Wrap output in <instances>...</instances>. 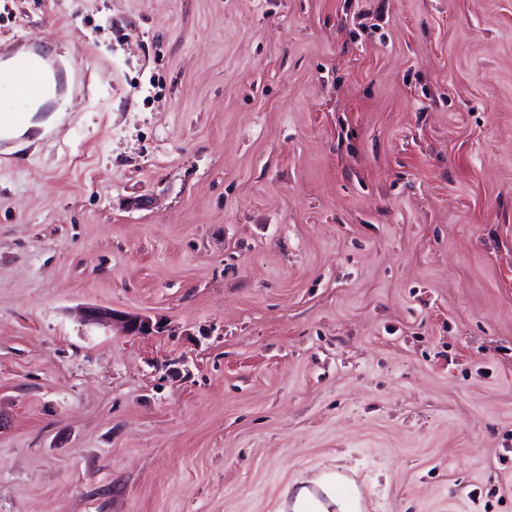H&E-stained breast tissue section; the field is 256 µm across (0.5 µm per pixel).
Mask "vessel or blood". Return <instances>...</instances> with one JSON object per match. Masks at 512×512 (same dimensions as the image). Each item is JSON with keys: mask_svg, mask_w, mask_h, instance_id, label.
Returning a JSON list of instances; mask_svg holds the SVG:
<instances>
[{"mask_svg": "<svg viewBox=\"0 0 512 512\" xmlns=\"http://www.w3.org/2000/svg\"><path fill=\"white\" fill-rule=\"evenodd\" d=\"M0 62L7 64L14 104L0 107V143L28 128L31 108L55 109L68 93L83 89L85 76L68 71L46 58L39 49L0 42Z\"/></svg>", "mask_w": 512, "mask_h": 512, "instance_id": "b4317fda", "label": "vessel or blood"}]
</instances>
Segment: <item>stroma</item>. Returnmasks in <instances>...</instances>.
Returning a JSON list of instances; mask_svg holds the SVG:
<instances>
[{"instance_id": "1", "label": "stroma", "mask_w": 512, "mask_h": 512, "mask_svg": "<svg viewBox=\"0 0 512 512\" xmlns=\"http://www.w3.org/2000/svg\"><path fill=\"white\" fill-rule=\"evenodd\" d=\"M0 40L90 82L0 165V512L324 472L512 512V0H0ZM84 316L88 321L100 323H112L119 327L126 336H150L161 333L162 326L159 322L145 315L117 313L111 308L87 307Z\"/></svg>"}]
</instances>
